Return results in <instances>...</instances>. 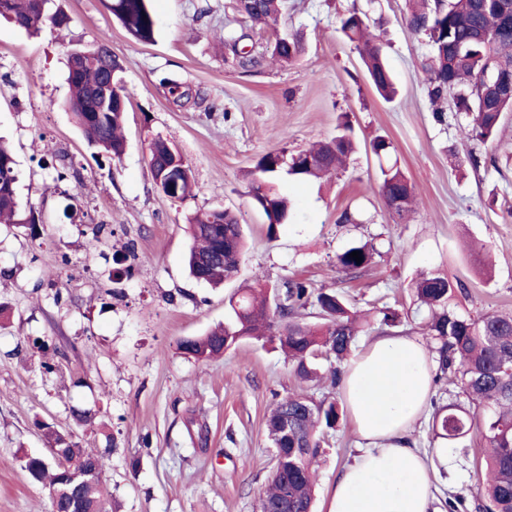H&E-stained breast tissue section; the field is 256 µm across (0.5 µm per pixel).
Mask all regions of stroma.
I'll return each mask as SVG.
<instances>
[{
    "label": "stroma",
    "instance_id": "stroma-1",
    "mask_svg": "<svg viewBox=\"0 0 512 512\" xmlns=\"http://www.w3.org/2000/svg\"><path fill=\"white\" fill-rule=\"evenodd\" d=\"M55 4L70 18L61 31L30 35L0 17V136L13 145L19 198L35 215L31 224H0V512H51L48 488L21 462L45 453L46 424L82 447L110 448L105 479L116 512H260L273 468V403L341 392L300 382L272 344L246 339L209 360L182 354L179 341L222 323L241 285L298 279L364 312L398 309L397 334L419 336L424 313L411 286L441 272L465 286L452 303L458 314H512V114L485 146L467 139L469 115L452 108L435 119L423 72L429 47L406 29L405 0H286L278 27L298 32L306 52L288 65L266 57L254 71L224 46L231 31L266 42L234 0H150L149 43L122 28L107 0ZM354 8L383 36L399 87L393 101L376 95L339 30ZM104 33L133 91L118 159L88 143L66 106L68 50ZM344 116L354 153L321 179L283 176L277 188L294 215L268 235L249 193L258 160L331 139ZM158 136L182 155L193 197L173 200L156 188L149 143ZM377 137L392 143L415 187L406 218L378 193ZM471 149L479 167L466 160ZM214 208L232 211L248 241L238 274L218 288L185 265L186 216ZM346 211L355 223L342 222ZM99 224L112 231L88 250ZM365 242L378 250L375 262L341 271L337 254ZM479 252L491 258V276ZM79 410L96 412L95 425L78 426ZM431 423L424 415L410 438L430 461L435 512H448L454 496L464 500L460 512H479V432L446 443ZM358 446L350 420L325 431L315 512H327L328 489Z\"/></svg>",
    "mask_w": 512,
    "mask_h": 512
}]
</instances>
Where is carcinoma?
Wrapping results in <instances>:
<instances>
[{
    "mask_svg": "<svg viewBox=\"0 0 512 512\" xmlns=\"http://www.w3.org/2000/svg\"><path fill=\"white\" fill-rule=\"evenodd\" d=\"M53 0H0V17L15 18L21 28L37 31L46 25L61 28L68 17L51 7ZM108 8L135 40L150 42L156 20L148 0H110ZM238 11L259 29L274 26L283 9V0H237ZM406 27L422 35L429 46L424 64L428 97L434 112L442 115L448 92H454L458 111L470 114L473 124L469 140L486 144L496 137L504 116L512 112V98L505 99L486 85V75L495 72L512 77V0H422L406 13ZM340 31L357 44L366 64L371 84L386 100L396 94L394 76L383 57L381 40L369 31L365 19L355 10L340 19ZM248 35H228L238 65L248 70L261 66L265 53L243 51L239 43ZM106 34L85 47L86 54L68 55V106L78 125L91 142L114 156L125 148L123 135L126 108L105 106L97 96L106 65L120 70L118 57L105 61L101 43ZM305 44L298 33L287 31L276 36L272 56L284 63L299 60ZM351 127L344 122L331 140L296 152L290 167L278 164L279 152L260 158L258 176L251 184V195L268 221V235L290 216V202L276 188L282 174L299 179L319 178L334 172L352 150ZM379 162V193L387 207L403 218L411 211L414 187L391 161L392 143L378 138L371 144ZM169 145L160 137L150 144L151 168L160 171L167 164ZM16 160L7 142L0 138V224L34 223V213L22 216L17 195ZM192 244L188 253L189 274L198 282L220 284L238 272L244 250L242 225L225 209H210L189 219ZM358 251L362 262L349 254ZM375 250L352 246L337 256V266L355 273L373 263ZM282 304L270 302L267 285L259 284L229 299L230 313L224 324L203 336L183 339L178 348L196 359L224 353L245 338L276 343L303 381L322 379L318 360L338 366L330 370L332 383L340 381L339 364L350 355L362 328V317L346 299L334 291L315 292L302 281L288 279L279 285ZM463 290L458 280L440 273L422 276L414 286L417 301L427 311L423 327L429 336V349L436 356L437 376L447 379L458 395L478 406L471 412L459 402L437 406L432 416L435 436L457 440L476 429L486 444L484 466L478 473V491L483 512H512V314L463 317L454 313L450 301ZM318 309L322 323L303 321L302 310ZM344 410L332 400L315 401L304 394H293L277 401L268 417L267 432L275 454L281 456L272 469L270 483L261 501L274 502L279 512H314L316 472L314 461L321 453L326 430L338 427ZM291 424L283 438V421ZM45 436L62 449L61 459L51 462L37 455L21 458L22 467L37 483L62 491L53 504L63 509L70 485H80L88 503L108 498L104 480L108 451L77 447L55 430Z\"/></svg>",
    "mask_w": 512,
    "mask_h": 512,
    "instance_id": "obj_1",
    "label": "carcinoma"
}]
</instances>
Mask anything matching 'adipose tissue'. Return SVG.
I'll use <instances>...</instances> for the list:
<instances>
[{
    "instance_id": "ef3b65f1",
    "label": "adipose tissue",
    "mask_w": 512,
    "mask_h": 512,
    "mask_svg": "<svg viewBox=\"0 0 512 512\" xmlns=\"http://www.w3.org/2000/svg\"><path fill=\"white\" fill-rule=\"evenodd\" d=\"M434 356L417 336L380 335L342 367L341 389L361 441L336 475L328 512H431L426 454L409 432L432 392Z\"/></svg>"
}]
</instances>
